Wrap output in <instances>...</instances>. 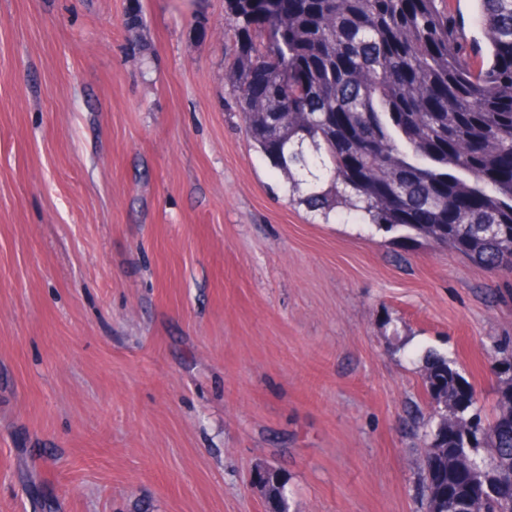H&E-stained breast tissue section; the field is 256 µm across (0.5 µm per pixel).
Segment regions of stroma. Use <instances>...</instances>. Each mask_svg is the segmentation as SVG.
I'll return each mask as SVG.
<instances>
[{
  "instance_id": "obj_1",
  "label": "stroma",
  "mask_w": 512,
  "mask_h": 512,
  "mask_svg": "<svg viewBox=\"0 0 512 512\" xmlns=\"http://www.w3.org/2000/svg\"><path fill=\"white\" fill-rule=\"evenodd\" d=\"M0 0V512H424L444 353L494 404L506 281L289 203L224 0ZM256 473L264 476L266 490L264 505L266 512H289L288 479L286 474L278 467L272 465H257Z\"/></svg>"
}]
</instances>
